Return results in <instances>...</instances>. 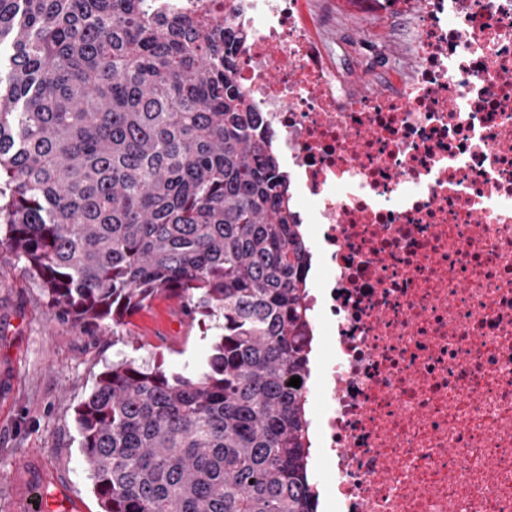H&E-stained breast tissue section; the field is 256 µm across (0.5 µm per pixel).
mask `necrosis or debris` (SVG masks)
<instances>
[{
  "label": "necrosis or debris",
  "instance_id": "necrosis-or-debris-1",
  "mask_svg": "<svg viewBox=\"0 0 512 512\" xmlns=\"http://www.w3.org/2000/svg\"><path fill=\"white\" fill-rule=\"evenodd\" d=\"M409 22L354 85L304 0H243L239 78L324 258L335 512H512V0H362Z\"/></svg>",
  "mask_w": 512,
  "mask_h": 512
}]
</instances>
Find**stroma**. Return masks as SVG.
<instances>
[{
    "mask_svg": "<svg viewBox=\"0 0 512 512\" xmlns=\"http://www.w3.org/2000/svg\"><path fill=\"white\" fill-rule=\"evenodd\" d=\"M330 42L360 60L373 44L389 45L392 28L339 0L325 22ZM202 319L188 320L175 302L159 299L116 328H80L59 319L24 263L0 247V512H30L33 492L63 486L83 512H99L93 480L79 448L76 408L97 377L127 359L189 374L210 352Z\"/></svg>",
    "mask_w": 512,
    "mask_h": 512,
    "instance_id": "35a3bbf8",
    "label": "stroma"
}]
</instances>
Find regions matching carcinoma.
I'll list each match as a JSON object with an SVG mask.
<instances>
[{
    "label": "carcinoma",
    "mask_w": 512,
    "mask_h": 512,
    "mask_svg": "<svg viewBox=\"0 0 512 512\" xmlns=\"http://www.w3.org/2000/svg\"><path fill=\"white\" fill-rule=\"evenodd\" d=\"M159 0H0V243L55 313L208 318L186 376L112 363L76 409L101 512H317L310 247L224 26Z\"/></svg>",
    "instance_id": "cac0c4a2"
}]
</instances>
